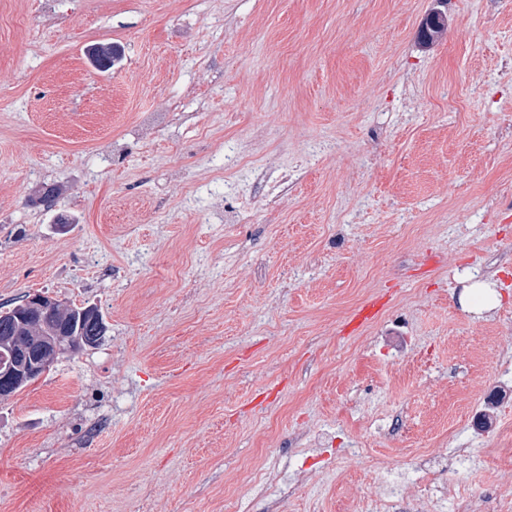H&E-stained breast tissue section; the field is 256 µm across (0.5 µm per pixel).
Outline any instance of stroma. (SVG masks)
<instances>
[{
    "label": "stroma",
    "mask_w": 512,
    "mask_h": 512,
    "mask_svg": "<svg viewBox=\"0 0 512 512\" xmlns=\"http://www.w3.org/2000/svg\"><path fill=\"white\" fill-rule=\"evenodd\" d=\"M431 6L0 0V306L106 325L0 398V512L512 503V0ZM30 309L36 311L42 321H48L53 316L55 310L58 308L62 310L59 301L50 295L34 294L29 296L25 302Z\"/></svg>",
    "instance_id": "obj_1"
}]
</instances>
